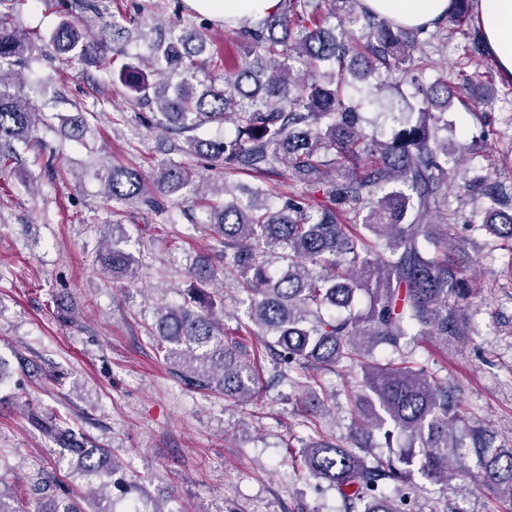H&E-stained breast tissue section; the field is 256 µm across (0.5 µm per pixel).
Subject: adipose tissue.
Returning <instances> with one entry per match:
<instances>
[{
	"label": "adipose tissue",
	"mask_w": 512,
	"mask_h": 512,
	"mask_svg": "<svg viewBox=\"0 0 512 512\" xmlns=\"http://www.w3.org/2000/svg\"><path fill=\"white\" fill-rule=\"evenodd\" d=\"M370 10L414 28L434 27L452 10V0H363ZM187 5L219 20L262 17L280 0H186ZM476 27L501 78L512 81V0H479Z\"/></svg>",
	"instance_id": "obj_1"
}]
</instances>
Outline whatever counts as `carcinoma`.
Listing matches in <instances>:
<instances>
[{"mask_svg": "<svg viewBox=\"0 0 512 512\" xmlns=\"http://www.w3.org/2000/svg\"><path fill=\"white\" fill-rule=\"evenodd\" d=\"M360 0H281L277 12L253 23L240 21L237 29L245 44L237 70L202 79L194 57L207 44L205 34L186 31L154 48L175 84H149L141 71L124 66L120 81L153 102L165 131L187 134L185 145L170 150L204 157L225 170L246 171L264 177L276 166L305 191L279 204L260 205L267 194L261 187L225 184L226 200H197L207 208V228L224 246V272L238 277L250 293L249 320L255 336L276 337L284 363L294 367L305 394L306 409L323 405L317 389L318 372L344 359L361 369V390L353 393L354 425L369 423L385 429L387 447L394 433L405 435L421 448L420 470L437 483H448L454 459L448 435L460 421L454 397L425 365L415 361L405 345L419 338L462 335L467 315L462 271L448 255L429 251L433 227L425 219L448 206V156L456 147L438 136L448 128L444 113L460 89L475 95L484 85L478 75H460L424 82L423 68L412 52L422 30L406 29L383 16L358 14ZM474 0H455L450 18L472 24ZM346 11L351 21L368 22L365 43L367 66L363 77L381 63L399 78L414 84L421 94V125L398 117L401 109L381 96L376 85L358 88L360 98L345 94L347 59L352 46L326 30L322 13ZM132 30L114 21L92 32L79 21H65L51 36L52 46L69 61L112 66L110 42ZM39 49V40L16 29L0 16V172L15 159L13 143L30 146L40 113L18 89L20 66ZM298 56L308 61L306 78L291 77L287 62ZM238 96L251 105L232 111ZM374 109L383 120H393L390 133L383 124L368 120L376 132L361 127L360 109ZM233 120L234 134L218 139L192 135L205 124ZM362 163L361 174L344 170L325 178L327 169L342 160ZM105 195L157 205L156 195L167 196L192 184V171L171 161L156 172L153 188L142 173L111 165L104 177ZM481 194L493 208L481 220L470 217L467 229L485 230L512 245V204L499 185L485 179L461 177L455 199ZM100 261L118 279L136 277L133 255L117 248L99 254ZM283 261L278 272L272 263ZM190 275L200 287L188 300L160 312L156 336L164 360L188 386L215 389L225 397L246 402L256 396L257 373L253 354L224 335V308L205 289L211 277L208 265L198 261ZM372 297L366 316L348 312L358 292ZM45 433L87 472L112 478L117 465L107 463L103 448H87L86 437L60 416L44 427ZM483 479L497 490L493 512H512V448L496 447L480 427L468 429ZM404 458L390 455L369 461L343 443L320 438L303 451V467L324 480L341 501L340 512H408L412 502L405 492L409 476L400 467ZM0 512H24L21 499L0 489ZM36 512H83L76 502L61 500L45 488Z\"/></svg>", "mask_w": 512, "mask_h": 512, "instance_id": "1", "label": "carcinoma"}]
</instances>
